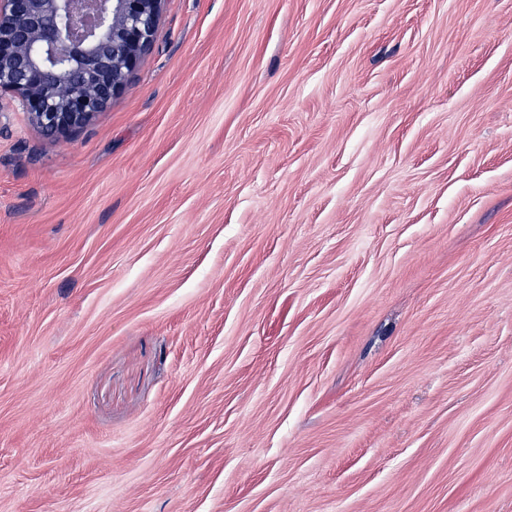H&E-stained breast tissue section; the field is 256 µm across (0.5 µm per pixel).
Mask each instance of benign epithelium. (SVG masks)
<instances>
[{
    "label": "benign epithelium",
    "mask_w": 512,
    "mask_h": 512,
    "mask_svg": "<svg viewBox=\"0 0 512 512\" xmlns=\"http://www.w3.org/2000/svg\"><path fill=\"white\" fill-rule=\"evenodd\" d=\"M165 0H0V93L47 135L84 126L152 47Z\"/></svg>",
    "instance_id": "obj_1"
}]
</instances>
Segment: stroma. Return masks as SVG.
<instances>
[{
	"label": "stroma",
	"mask_w": 512,
	"mask_h": 512,
	"mask_svg": "<svg viewBox=\"0 0 512 512\" xmlns=\"http://www.w3.org/2000/svg\"><path fill=\"white\" fill-rule=\"evenodd\" d=\"M0 512H512V0H165L82 128L0 95Z\"/></svg>",
	"instance_id": "1"
}]
</instances>
